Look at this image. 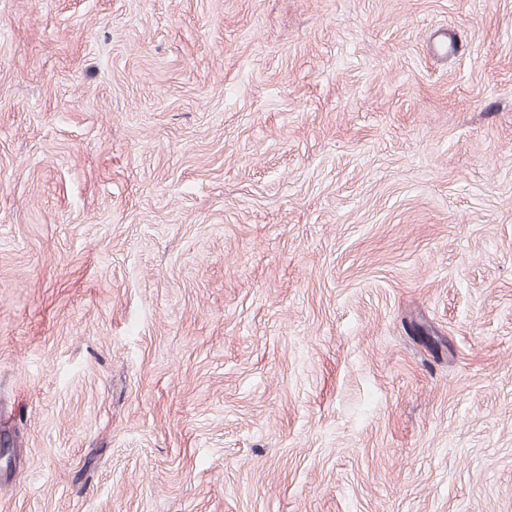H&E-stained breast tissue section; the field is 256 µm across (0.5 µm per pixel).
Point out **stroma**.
Here are the masks:
<instances>
[{"mask_svg":"<svg viewBox=\"0 0 512 512\" xmlns=\"http://www.w3.org/2000/svg\"><path fill=\"white\" fill-rule=\"evenodd\" d=\"M0 512H512V0H0Z\"/></svg>","mask_w":512,"mask_h":512,"instance_id":"1","label":"stroma"}]
</instances>
